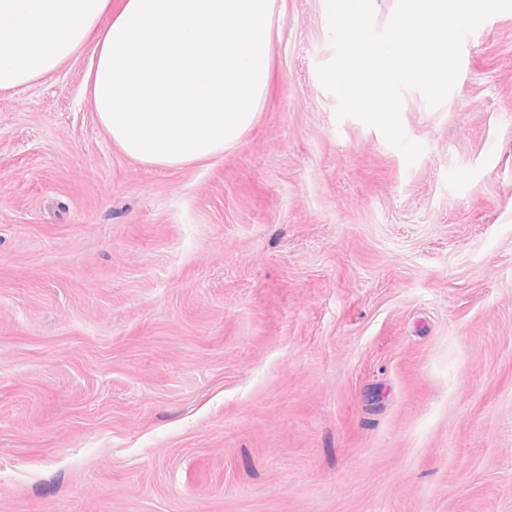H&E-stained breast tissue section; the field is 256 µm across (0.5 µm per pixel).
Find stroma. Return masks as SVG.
I'll use <instances>...</instances> for the list:
<instances>
[{
    "label": "stroma",
    "instance_id": "35a3bbf8",
    "mask_svg": "<svg viewBox=\"0 0 512 512\" xmlns=\"http://www.w3.org/2000/svg\"><path fill=\"white\" fill-rule=\"evenodd\" d=\"M223 156L126 157L88 53L0 92V512H512V11L407 163L278 0Z\"/></svg>",
    "mask_w": 512,
    "mask_h": 512
}]
</instances>
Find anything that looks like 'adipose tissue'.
<instances>
[{"label": "adipose tissue", "mask_w": 512, "mask_h": 512, "mask_svg": "<svg viewBox=\"0 0 512 512\" xmlns=\"http://www.w3.org/2000/svg\"><path fill=\"white\" fill-rule=\"evenodd\" d=\"M277 0H0V92L91 49L93 112L128 157L223 155L263 103Z\"/></svg>", "instance_id": "adipose-tissue-1"}]
</instances>
